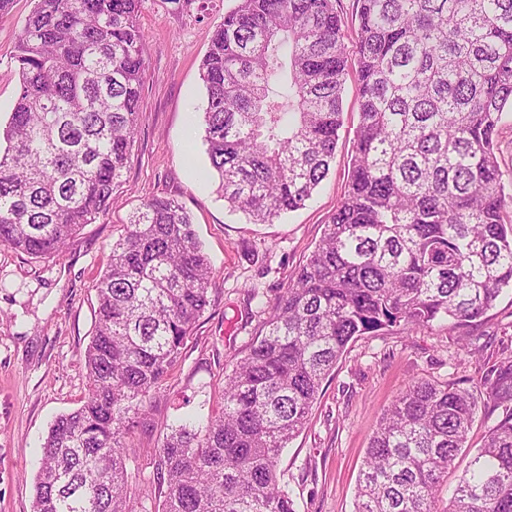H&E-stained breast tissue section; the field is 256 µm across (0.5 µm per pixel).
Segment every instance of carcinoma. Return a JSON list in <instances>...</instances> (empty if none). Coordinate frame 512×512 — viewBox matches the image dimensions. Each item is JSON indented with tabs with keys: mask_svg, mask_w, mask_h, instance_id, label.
Listing matches in <instances>:
<instances>
[{
	"mask_svg": "<svg viewBox=\"0 0 512 512\" xmlns=\"http://www.w3.org/2000/svg\"><path fill=\"white\" fill-rule=\"evenodd\" d=\"M239 0L201 62L203 141L218 191L255 224L309 200L330 171L349 58L359 123L344 195L224 382L221 411L166 435L157 512H296L279 457L326 375L366 332L460 325L512 287V0ZM142 0H36L19 31L20 91L0 131V244L56 256L109 208L137 134ZM211 267L185 208L153 196L95 283L88 393L41 447L33 512H149L122 439L174 369L208 304ZM506 414L443 512H512V361L487 384ZM476 415L448 383L409 385L367 448L354 512H438ZM355 7L354 0H336V9L341 16L346 36L345 42L349 47L356 37L357 21H355ZM499 157L503 170L512 168V118L508 114L503 120L498 135Z\"/></svg>",
	"mask_w": 512,
	"mask_h": 512,
	"instance_id": "obj_1",
	"label": "carcinoma"
}]
</instances>
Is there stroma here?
<instances>
[{
  "label": "stroma",
  "mask_w": 512,
  "mask_h": 512,
  "mask_svg": "<svg viewBox=\"0 0 512 512\" xmlns=\"http://www.w3.org/2000/svg\"><path fill=\"white\" fill-rule=\"evenodd\" d=\"M238 0H143L146 77L136 142L109 210L85 225L57 257L34 259L0 246V512H31L41 444L50 423L78 408L87 392L84 353L97 314L94 284L113 241L149 196L179 200L213 272L209 304L176 368L153 393L144 419L125 438L133 491L156 493L155 459L169 425L205 416L222 403L224 379L260 331L258 300L275 299L318 243L343 196L351 142L359 122L358 88L347 78L343 126L327 178L304 208L255 224L226 207L207 173L200 113L201 61L214 31ZM35 5L13 0L0 17V125L19 93L13 59L18 32ZM257 298H250V289ZM512 361V289L480 321L458 328L400 326L349 342L324 380L303 431L278 470L297 512H353L359 471L383 413L409 384L436 380L473 393L478 406L466 449L444 480L451 490L473 449L502 416L484 382Z\"/></svg>",
  "instance_id": "1"
}]
</instances>
